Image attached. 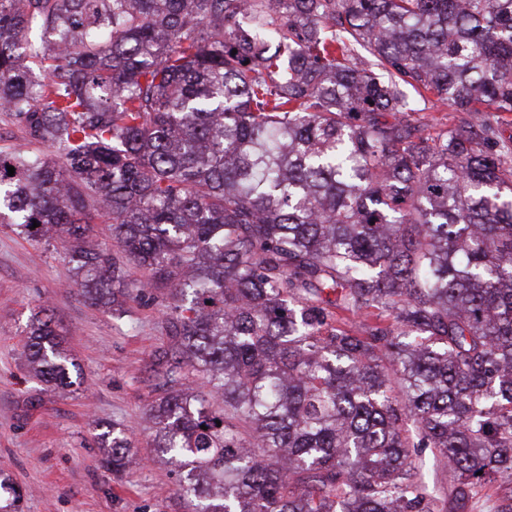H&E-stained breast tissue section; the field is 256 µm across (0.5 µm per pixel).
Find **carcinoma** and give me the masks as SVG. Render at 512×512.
<instances>
[{
  "label": "carcinoma",
  "instance_id": "obj_1",
  "mask_svg": "<svg viewBox=\"0 0 512 512\" xmlns=\"http://www.w3.org/2000/svg\"><path fill=\"white\" fill-rule=\"evenodd\" d=\"M0 112V224L117 316L170 289L148 415L196 512H440L416 448L512 512V0H0ZM26 350L73 385L49 309Z\"/></svg>",
  "mask_w": 512,
  "mask_h": 512
}]
</instances>
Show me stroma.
<instances>
[{
    "label": "stroma",
    "mask_w": 512,
    "mask_h": 512,
    "mask_svg": "<svg viewBox=\"0 0 512 512\" xmlns=\"http://www.w3.org/2000/svg\"><path fill=\"white\" fill-rule=\"evenodd\" d=\"M164 288L146 289L122 316L74 283L60 244L0 224V469L20 489V512H192L169 464L153 461L145 412L155 398L153 361L167 342ZM49 308L73 359V384L45 390L24 342L31 316ZM121 424L143 465L116 476L102 467L101 433Z\"/></svg>",
    "instance_id": "1"
}]
</instances>
